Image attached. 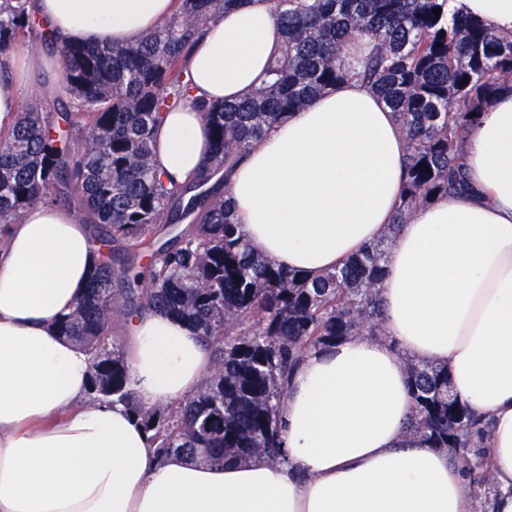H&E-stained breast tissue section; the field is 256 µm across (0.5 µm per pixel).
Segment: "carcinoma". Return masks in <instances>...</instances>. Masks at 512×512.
Returning a JSON list of instances; mask_svg holds the SVG:
<instances>
[{"label":"carcinoma","instance_id":"obj_1","mask_svg":"<svg viewBox=\"0 0 512 512\" xmlns=\"http://www.w3.org/2000/svg\"><path fill=\"white\" fill-rule=\"evenodd\" d=\"M242 2L178 0L174 16L135 44L61 46L67 79L57 112L27 102L0 130V236L33 206L75 202L95 238L121 257L119 269L98 262L57 325L90 356L89 400L124 404L157 456L209 465L285 460L278 412L304 355L349 336L387 337L379 288L399 225L418 206L468 188L467 129L512 91V37L448 15V0H269L284 40L268 80L243 100L202 106L211 160L170 187L153 165L154 130L184 96L182 71L203 29ZM34 23L29 0H0V79L12 75L7 58ZM351 78L384 98L407 141L402 207L375 243L310 278L247 242L230 174L274 124ZM145 251L143 267L136 260ZM151 309L190 321L213 347L211 371L175 407L137 401L112 333L115 316ZM408 378L409 432L448 450L470 493L490 499L493 479L481 468L490 421L454 394L448 367L410 361Z\"/></svg>","mask_w":512,"mask_h":512}]
</instances>
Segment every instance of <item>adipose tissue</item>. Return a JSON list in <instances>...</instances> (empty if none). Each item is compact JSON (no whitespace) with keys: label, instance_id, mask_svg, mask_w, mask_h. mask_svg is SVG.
<instances>
[{"label":"adipose tissue","instance_id":"1","mask_svg":"<svg viewBox=\"0 0 512 512\" xmlns=\"http://www.w3.org/2000/svg\"><path fill=\"white\" fill-rule=\"evenodd\" d=\"M176 0H32L65 43L123 47ZM449 9L512 34V0ZM283 42L268 0L208 24L181 80L186 95L155 130L160 173L183 184L211 156L201 103L258 89ZM60 55L21 56L0 81V129L20 79L49 100ZM407 144L386 101L357 80L325 89L253 144L231 177L237 224L267 259L308 276L342 267L377 240L401 201ZM466 192L402 224L380 284L388 339L352 336L309 351L280 406V463L157 461L125 405L85 404L87 354L59 336L98 262L77 212L38 205L0 248V512H482L445 450L406 436L407 360L448 367L458 397L491 421L489 512H512V92L493 99L465 140ZM138 400L170 406L209 372L188 322L151 310L123 329Z\"/></svg>","mask_w":512,"mask_h":512}]
</instances>
